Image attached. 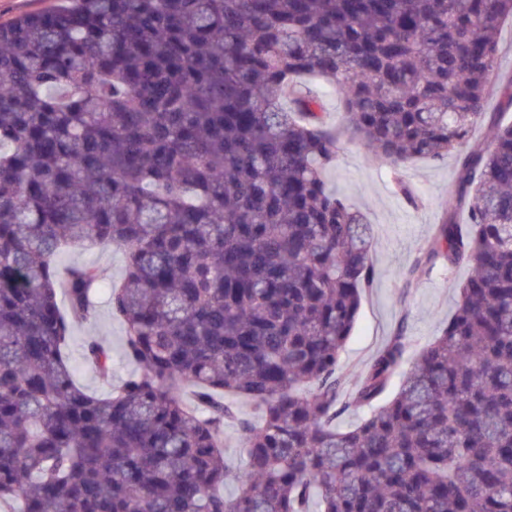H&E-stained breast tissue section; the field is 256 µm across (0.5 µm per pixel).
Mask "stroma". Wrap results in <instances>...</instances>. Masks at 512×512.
Segmentation results:
<instances>
[{
    "mask_svg": "<svg viewBox=\"0 0 512 512\" xmlns=\"http://www.w3.org/2000/svg\"><path fill=\"white\" fill-rule=\"evenodd\" d=\"M402 178L418 196L417 204L400 194L391 182L388 165L355 142L340 145L336 163L325 171L328 186L366 216L372 227L375 281L362 297L353 332L341 354L345 392H353L361 373L396 333H403L408 359L438 336L454 313L459 288L469 268L440 266L409 275L408 269L443 217V203L452 188L457 159L437 162L414 159L403 164ZM60 264L97 266L109 280H120L124 255L112 248L65 252ZM76 340L94 336L112 353V380L120 382L134 367L124 357L122 323L110 315L105 294L96 297V313L74 329Z\"/></svg>",
    "mask_w": 512,
    "mask_h": 512,
    "instance_id": "1",
    "label": "stroma"
}]
</instances>
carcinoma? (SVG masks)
Returning <instances> with one entry per match:
<instances>
[{
  "label": "carcinoma",
  "instance_id": "carcinoma-1",
  "mask_svg": "<svg viewBox=\"0 0 512 512\" xmlns=\"http://www.w3.org/2000/svg\"><path fill=\"white\" fill-rule=\"evenodd\" d=\"M506 18L512 0H68L0 24V506L512 512V123L483 111ZM345 135L394 165L457 155L408 275L472 273L413 365L396 334L343 403L374 281L371 226L324 179ZM94 246L123 252L119 282L60 272ZM102 287L137 371L112 384L84 339L96 393L70 349ZM227 395L259 414L235 469ZM311 88L316 92L323 93V105L328 113V119L334 126H341L345 121V113L343 112L336 95L331 91L329 84L320 79H312L308 81ZM239 438L238 421L236 419L227 420L224 424V456L232 467L240 463Z\"/></svg>",
  "mask_w": 512,
  "mask_h": 512
}]
</instances>
